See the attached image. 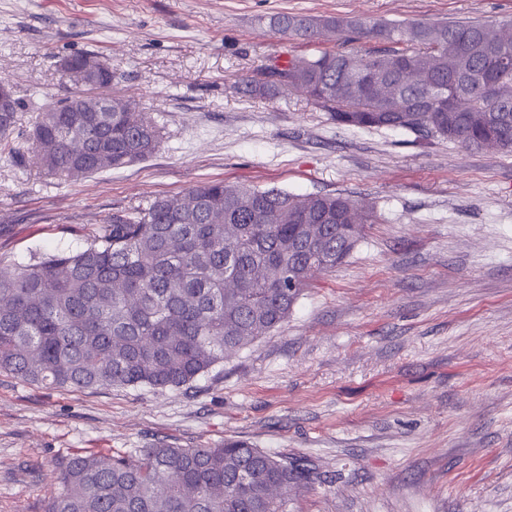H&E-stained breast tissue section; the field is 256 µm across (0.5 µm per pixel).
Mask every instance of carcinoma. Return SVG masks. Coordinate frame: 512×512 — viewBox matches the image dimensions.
<instances>
[{
    "instance_id": "cac0c4a2",
    "label": "carcinoma",
    "mask_w": 512,
    "mask_h": 512,
    "mask_svg": "<svg viewBox=\"0 0 512 512\" xmlns=\"http://www.w3.org/2000/svg\"><path fill=\"white\" fill-rule=\"evenodd\" d=\"M275 31L351 33L385 46L267 64L246 96L307 95L336 124L400 129L512 153V21L405 23L283 14ZM75 98L110 112L40 110L37 164L61 179L148 158L161 130L107 92L112 68ZM21 109L0 113V138ZM372 212L342 193L211 182L112 215L87 247L24 266L0 260V372L55 390L182 387L288 320L313 276L354 251ZM297 459L244 441L77 454L58 466L43 512H288L308 480Z\"/></svg>"
}]
</instances>
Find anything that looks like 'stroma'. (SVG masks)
Returning a JSON list of instances; mask_svg holds the SVG:
<instances>
[{
  "label": "stroma",
  "instance_id": "obj_1",
  "mask_svg": "<svg viewBox=\"0 0 512 512\" xmlns=\"http://www.w3.org/2000/svg\"><path fill=\"white\" fill-rule=\"evenodd\" d=\"M501 21L512 0H0V79L26 109L0 154V258L76 252L118 211L210 182L345 192L375 222L281 327L180 388L49 390L0 372V512H42L62 459L243 440L305 461L288 512H512V153L336 125L261 66L367 50L275 33L283 14ZM98 54L162 139L72 181L29 160L57 61Z\"/></svg>",
  "mask_w": 512,
  "mask_h": 512
}]
</instances>
